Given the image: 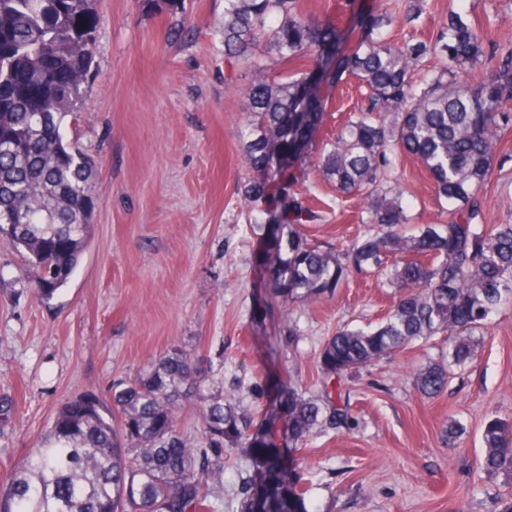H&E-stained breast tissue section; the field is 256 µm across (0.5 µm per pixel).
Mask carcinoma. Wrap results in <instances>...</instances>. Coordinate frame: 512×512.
<instances>
[{"label":"carcinoma","instance_id":"1","mask_svg":"<svg viewBox=\"0 0 512 512\" xmlns=\"http://www.w3.org/2000/svg\"><path fill=\"white\" fill-rule=\"evenodd\" d=\"M390 23L385 12L358 13L346 28L302 13L297 0H224V61L251 71L244 152L252 176L240 193L255 204L269 184L279 185V206L247 215L264 239L274 288L288 302L321 298L353 271H385L398 291L383 321L339 327L323 345L327 404L288 388L280 404L295 443L326 410L334 424L347 422L348 408L331 402L348 374L445 335L448 361L414 376L420 394H439L512 296V223H482L479 197L502 132L512 127L503 109L512 101V43L485 47L482 33L452 9L433 41L393 43L383 34ZM96 33L91 0H0V232L25 254L44 300L76 271L94 211L96 162L64 130L89 79ZM263 41L300 69L272 74L255 54ZM438 50L448 65L421 69ZM486 57L499 64L484 80L463 77ZM347 76L362 83L367 105L313 167L337 193L364 196L369 229L338 251L304 234L318 215L287 171L310 158L312 133L328 115L322 87ZM399 156L420 161L438 197L454 205L448 223L407 232L404 192L384 181ZM204 375L200 359L173 348L118 386L111 410L93 392L65 401L0 487V512H206L207 479L224 469L226 446L247 449L256 469L242 512H307L282 450L266 430L251 429L234 396L204 401L196 410L204 445L184 441L176 410ZM482 447L486 477L512 482V419H487Z\"/></svg>","mask_w":512,"mask_h":512}]
</instances>
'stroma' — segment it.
I'll use <instances>...</instances> for the list:
<instances>
[{"label":"stroma","instance_id":"stroma-1","mask_svg":"<svg viewBox=\"0 0 512 512\" xmlns=\"http://www.w3.org/2000/svg\"><path fill=\"white\" fill-rule=\"evenodd\" d=\"M406 0H299L317 18L388 12V35L430 39L449 6L484 25L488 39L512 42V0H428L419 21ZM97 44L91 78L65 134L97 163L89 242L69 282L41 299L23 255L0 239V483L49 429L61 402L88 391L110 401L128 380L173 347L204 358L212 373L187 398L178 430L202 439L201 398L233 394L254 425L268 424L299 477L308 512H496L512 484L487 480L481 432L489 417L512 418V300L493 319L472 362L427 399L412 375L443 360L445 337L415 344L346 377V426L320 422L294 447L286 414L272 408L285 388L322 396L318 354L337 326L379 322L394 291L351 275L334 296L277 297L262 243L245 222V66L224 63V0H185L175 14L154 0H94ZM299 182L321 218L312 239L342 249L361 228L360 197L338 200L311 167ZM410 224H444L426 168L397 164ZM483 221L512 223V131L480 191ZM464 430L453 444L449 421ZM224 469L208 481L211 512H240L249 454L225 448Z\"/></svg>","mask_w":512,"mask_h":512}]
</instances>
